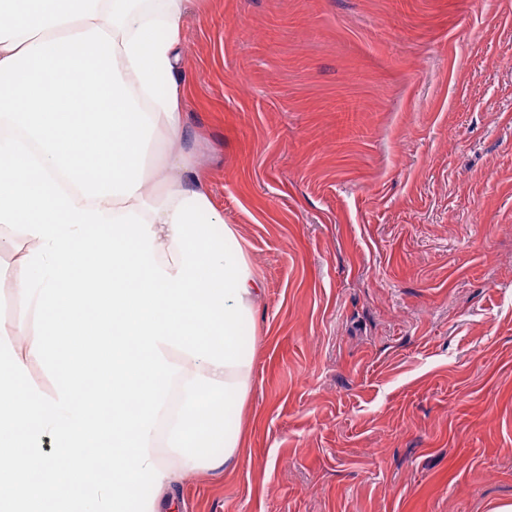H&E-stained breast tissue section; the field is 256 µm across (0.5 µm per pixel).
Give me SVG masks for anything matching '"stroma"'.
<instances>
[{
  "label": "stroma",
  "instance_id": "obj_1",
  "mask_svg": "<svg viewBox=\"0 0 512 512\" xmlns=\"http://www.w3.org/2000/svg\"><path fill=\"white\" fill-rule=\"evenodd\" d=\"M193 4L171 150L261 289L247 446L164 512L512 504V0Z\"/></svg>",
  "mask_w": 512,
  "mask_h": 512
}]
</instances>
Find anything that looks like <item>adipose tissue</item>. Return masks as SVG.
Wrapping results in <instances>:
<instances>
[{
    "mask_svg": "<svg viewBox=\"0 0 512 512\" xmlns=\"http://www.w3.org/2000/svg\"><path fill=\"white\" fill-rule=\"evenodd\" d=\"M189 4L0 0V228L33 244L25 319L0 323V512H155L164 487L238 461L224 423L253 382L259 278L197 172L150 161L186 135ZM31 358L51 393L27 386Z\"/></svg>",
    "mask_w": 512,
    "mask_h": 512,
    "instance_id": "adipose-tissue-1",
    "label": "adipose tissue"
}]
</instances>
